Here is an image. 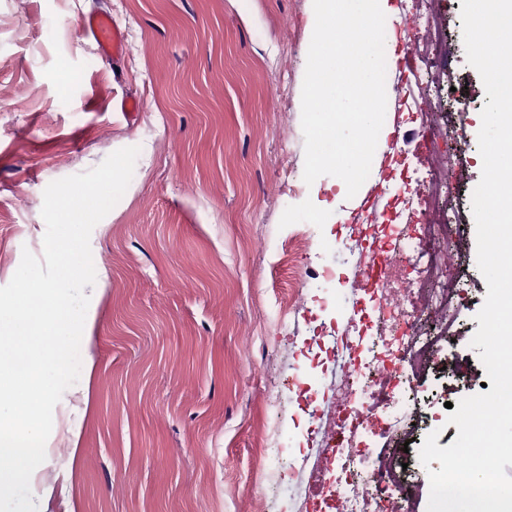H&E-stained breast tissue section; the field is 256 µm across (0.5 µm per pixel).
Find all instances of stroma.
I'll list each match as a JSON object with an SVG mask.
<instances>
[{"mask_svg": "<svg viewBox=\"0 0 512 512\" xmlns=\"http://www.w3.org/2000/svg\"><path fill=\"white\" fill-rule=\"evenodd\" d=\"M402 2L388 0L399 39L392 84L422 109L390 98L381 168L350 198L338 178L303 180L312 0H0V287L23 251L43 255L50 182L140 149L126 192L91 234L100 281L85 290L88 371L53 410L30 481L38 512H294V455L323 434L288 378L312 337L349 311L355 287L325 282L320 268L351 273L346 246L366 206L387 219L438 158L442 203L463 219L448 228L462 246L445 258L466 277L453 338L415 387L394 391L395 409L412 416L400 460L420 472L431 431L442 448L457 438L449 404L488 380L471 346L487 293L471 209L487 97L466 59L461 0L420 9L442 25L437 64L464 85L466 108L408 82L413 21ZM100 12L124 33L110 66L89 63L95 42L82 22ZM125 101L137 112L122 111ZM321 297L332 311L319 312Z\"/></svg>", "mask_w": 512, "mask_h": 512, "instance_id": "stroma-1", "label": "stroma"}]
</instances>
